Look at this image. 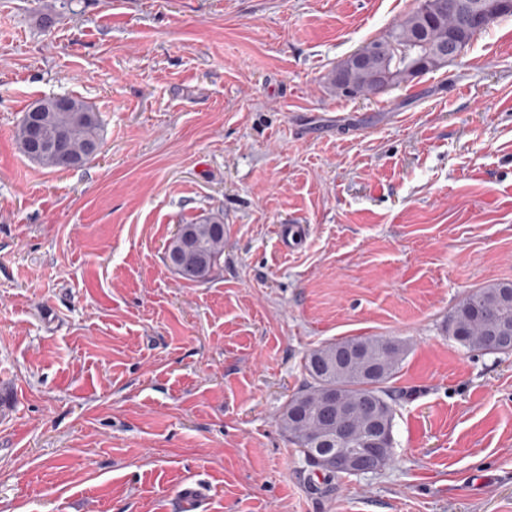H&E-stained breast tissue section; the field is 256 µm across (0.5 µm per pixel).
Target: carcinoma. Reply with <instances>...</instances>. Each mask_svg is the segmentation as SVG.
Masks as SVG:
<instances>
[{
  "label": "carcinoma",
  "instance_id": "1",
  "mask_svg": "<svg viewBox=\"0 0 512 512\" xmlns=\"http://www.w3.org/2000/svg\"><path fill=\"white\" fill-rule=\"evenodd\" d=\"M472 0H455V6L436 12L430 22L414 11L389 28L382 36L369 42L374 47H390L394 54L406 51L417 55L421 63L419 73L439 67V51L448 48L449 38L458 35L459 45L466 47L477 31L463 27L462 14ZM409 80L401 65L383 69L378 56L372 57L366 67L354 75L357 94L380 93L387 88ZM69 109L60 112L53 97L33 103L44 131L49 138L61 134L65 138L72 166L78 167L95 158L92 147L100 145L101 120L98 113L81 98L69 97ZM20 152L30 160L52 170H63L59 156L53 151L32 154V141L26 120H21L16 132ZM169 252L177 257L171 267L180 278L191 283H204L224 258V218L207 216L193 224L184 225L181 239L169 245ZM446 332L470 352L478 354H509L512 352V282H501L469 291L448 314ZM384 336H351L327 343L309 353L304 362L308 381L291 395L287 406H295L294 416L283 410L280 425L297 451L309 457L317 448L336 447V435L321 437L324 425L336 417V409L328 405V395L338 389L351 409L355 428L350 438L352 448L364 447L371 429L370 400L378 403V411L388 433H393L394 409L385 386H372L361 363L346 369L336 368V350L354 346L360 349L367 363L380 368L384 381H389L399 370L405 354V344L395 349L385 346Z\"/></svg>",
  "mask_w": 512,
  "mask_h": 512
}]
</instances>
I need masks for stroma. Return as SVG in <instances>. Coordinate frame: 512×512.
Here are the masks:
<instances>
[{"instance_id":"1","label":"stroma","mask_w":512,"mask_h":512,"mask_svg":"<svg viewBox=\"0 0 512 512\" xmlns=\"http://www.w3.org/2000/svg\"><path fill=\"white\" fill-rule=\"evenodd\" d=\"M417 6L0 0V512H512V353L446 332L512 281V17L383 93L329 82ZM61 95L101 148L54 171L15 135ZM210 214L189 283L166 245ZM350 336L408 347L393 459L327 484L279 417ZM183 225V237L169 245V265L187 282H207L224 258V218L211 215Z\"/></svg>"}]
</instances>
